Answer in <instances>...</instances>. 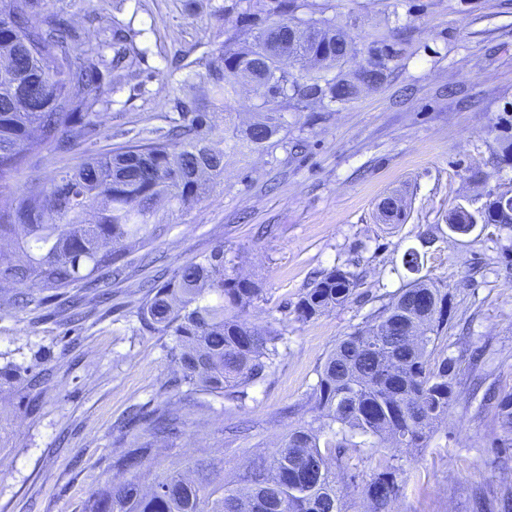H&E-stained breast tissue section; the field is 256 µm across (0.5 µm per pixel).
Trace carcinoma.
<instances>
[{"mask_svg":"<svg viewBox=\"0 0 512 512\" xmlns=\"http://www.w3.org/2000/svg\"><path fill=\"white\" fill-rule=\"evenodd\" d=\"M298 8L294 0H270L271 22L253 43L224 46L208 70L214 104L224 103L242 79L264 89V112L244 131L250 144L262 145L277 132L283 101L300 105L327 96L347 102L383 81L385 64L375 53L358 71L328 77L356 49L329 23L294 21L289 14ZM281 43L294 61H314L310 82L299 83L282 67ZM3 52L18 68L0 75V240H14L27 260L0 249V288L53 291L118 271L126 255L122 242L147 232L157 198L190 207L223 174L224 150L206 140L208 113L188 107L180 132L93 155L41 188L9 190L29 155L64 151L95 135L110 105L104 80L133 63L139 51L122 29L105 31L93 43L63 15L41 9V0H0ZM95 203L100 208L89 224L86 213ZM461 222L512 224V194H488L471 215L457 206L448 211V229ZM359 285L350 271L324 270L299 295L294 312L309 320L341 307ZM262 293L258 283L227 274L220 245L153 286L137 317L146 330L170 337L180 383L194 392L243 397L280 356L281 332L247 319ZM448 319V292L423 278L407 283L364 326L336 340L311 395L318 425L290 430L270 458L254 455L239 486L214 483V467L205 460L171 461L159 467L148 491L136 476L96 487L82 512H344L336 470L347 467L346 454L358 447L348 435L374 439L372 448H423L448 412L458 359L431 362V346L447 331ZM496 418L512 428L511 397L498 404ZM182 425L180 415L160 407L149 435L168 439ZM153 453L145 441L113 458L112 468L136 470ZM401 474L400 467L386 465L364 486L371 512H389L402 491Z\"/></svg>","mask_w":512,"mask_h":512,"instance_id":"cac0c4a2","label":"carcinoma"}]
</instances>
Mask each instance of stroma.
Listing matches in <instances>:
<instances>
[{"label":"stroma","instance_id":"35a3bbf8","mask_svg":"<svg viewBox=\"0 0 512 512\" xmlns=\"http://www.w3.org/2000/svg\"><path fill=\"white\" fill-rule=\"evenodd\" d=\"M304 20L327 19L357 49L351 73L372 52L385 79L348 102L282 104V127L256 147L242 139L263 101L249 84L212 106L204 77L225 43L244 45L241 18L259 0H46L84 37L137 30L143 54L112 75V103L99 131L69 151L32 155L14 186L49 183L90 155L151 141L181 121V102L208 110L224 173L188 209L159 201L146 236L128 244L120 273L93 288H64L22 306L0 288V368L16 364L45 379L37 392L0 378V512H81L90 491L122 481L113 456L148 438L146 424L117 429L134 410L166 405L186 419L159 442L158 460L215 466L237 481L256 453L273 454L288 432L317 416V371L338 337L422 276L448 293L451 318L438 348L458 358L455 398L424 448L398 456L406 480L390 512H474L481 490L512 492V461L499 464L507 432L495 409L473 397L474 379L512 395V225L448 230L449 209H479L487 193L512 189V165L498 163V126L512 121V0H305ZM405 201V219L384 224L378 206ZM223 246L228 273L259 282L257 325L279 323L281 356L245 400H202L167 356L169 337L143 331L136 311L145 283ZM424 255L419 273L402 264ZM338 267L358 275L351 300L308 321L291 307L314 276ZM390 455L351 453L347 512H365L362 487Z\"/></svg>","mask_w":512,"mask_h":512}]
</instances>
